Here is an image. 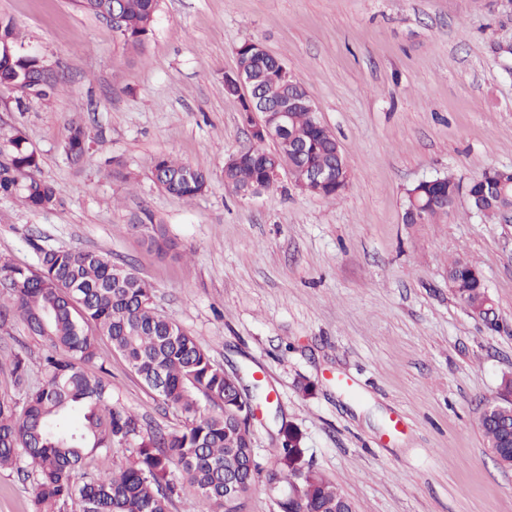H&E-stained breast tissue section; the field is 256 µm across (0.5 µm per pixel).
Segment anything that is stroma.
Masks as SVG:
<instances>
[{
  "mask_svg": "<svg viewBox=\"0 0 512 512\" xmlns=\"http://www.w3.org/2000/svg\"><path fill=\"white\" fill-rule=\"evenodd\" d=\"M31 52L67 81L48 101L0 99V134L22 131L59 203L32 210L0 199V264L36 263L34 245L95 249L134 266L154 303L226 370L270 392L255 425L263 472L243 512H278L266 478L281 426L354 512H512V470L489 453L478 417L512 375V223L484 224L459 197L430 224L402 220L423 179L469 182L512 166V7L502 0H160L151 33L130 48L73 0H0ZM256 41L306 85L351 172L336 201L289 173L245 198L225 159L252 141L241 102L224 89L237 48ZM91 137L71 165V120ZM204 169L205 193L162 191L153 157ZM175 242L149 249L141 225ZM476 262L494 324L448 285V264ZM90 374L145 431L179 429L100 339ZM49 343L17 317L0 355L29 357L40 377ZM0 512H33V482L0 471Z\"/></svg>",
  "mask_w": 512,
  "mask_h": 512,
  "instance_id": "stroma-1",
  "label": "stroma"
}]
</instances>
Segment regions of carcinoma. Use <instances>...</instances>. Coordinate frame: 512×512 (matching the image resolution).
Instances as JSON below:
<instances>
[{"mask_svg":"<svg viewBox=\"0 0 512 512\" xmlns=\"http://www.w3.org/2000/svg\"><path fill=\"white\" fill-rule=\"evenodd\" d=\"M80 9L107 21L123 42L141 44L152 31L158 0H83ZM0 36L12 48L11 57H0V95L19 101L23 88H34V98L47 100L66 83L65 75L48 86L39 85L43 58L24 51L9 22H0ZM238 63L252 70L266 102L275 106L287 97L271 75L280 61L266 55L251 57L250 46L237 50ZM288 137L307 144L300 156L265 148L266 139L243 149L240 162L226 161L224 180L236 193L260 186L266 166L278 157L288 162V172L303 184L311 167L339 165V144L332 131L315 113L291 112ZM90 136L81 123L73 122L65 143L68 159L78 162L89 150ZM0 198H16L35 210L55 206L59 189L38 173L41 156L27 145L17 130L0 141ZM152 174L165 192L192 199L208 187L207 173L171 156L151 162ZM350 170L340 181L305 191L334 200L346 189ZM460 182L450 175L431 184H416L406 192L404 218L413 216L415 204L425 205L423 223L428 224L447 210L459 192ZM471 212L482 222L493 224L502 210L512 205V167L484 169L468 184ZM150 248L161 254L173 245L154 224H142ZM34 267L0 265V279L8 291L0 294V322L17 314L29 332L46 339L52 351L43 358L38 383L28 382L26 358L14 353L0 357V368L8 366L25 386L22 409L0 399V469L27 463L33 477L35 512H170L182 485L173 468L196 490L195 512H241L243 501L260 475L254 434L241 425L245 415L234 404L242 392L259 402V395L224 378V367L177 321L160 313L152 301L153 286L132 267L112 261L95 250L44 248L35 243ZM448 282L459 302L468 310L491 307V298L479 270L469 261L456 259L448 266ZM105 336L130 370L163 403L174 406L183 417L181 428L165 434H141L137 415L112 403V387L89 374L85 366L99 358L97 337ZM220 408L213 412L200 406V399ZM500 419L478 421L486 444L496 448L503 462L512 460V449L496 447L499 420L512 412V376L501 380L495 402ZM130 448L127 461L110 472L91 473L81 485L73 473L84 467L96 451ZM296 449L283 441L269 449L274 467L268 480L288 485V500L279 512H354L342 491L314 466L305 463L302 474L288 468V457Z\"/></svg>","mask_w":512,"mask_h":512,"instance_id":"cac0c4a2","label":"carcinoma"}]
</instances>
